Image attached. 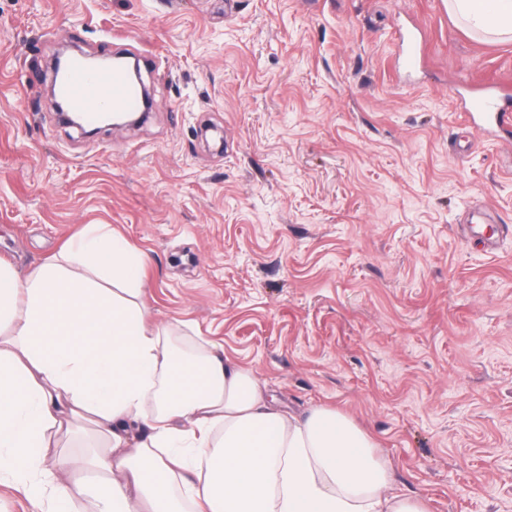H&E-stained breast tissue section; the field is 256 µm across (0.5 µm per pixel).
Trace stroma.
I'll return each instance as SVG.
<instances>
[{"mask_svg": "<svg viewBox=\"0 0 512 512\" xmlns=\"http://www.w3.org/2000/svg\"><path fill=\"white\" fill-rule=\"evenodd\" d=\"M414 32L422 61L394 60ZM141 52L154 108L84 137L59 45ZM512 80L441 0H0V259L88 224L145 253L144 302L294 414L340 409L429 512H512V130L461 125Z\"/></svg>", "mask_w": 512, "mask_h": 512, "instance_id": "35a3bbf8", "label": "stroma"}]
</instances>
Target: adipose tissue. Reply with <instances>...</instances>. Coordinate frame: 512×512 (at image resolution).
Masks as SVG:
<instances>
[{
    "label": "adipose tissue",
    "mask_w": 512,
    "mask_h": 512,
    "mask_svg": "<svg viewBox=\"0 0 512 512\" xmlns=\"http://www.w3.org/2000/svg\"><path fill=\"white\" fill-rule=\"evenodd\" d=\"M512 38V0H448ZM141 252L89 224L19 273L0 259V484L33 512H72L85 489L46 467L59 435L100 445L95 512H428L346 414L278 410L251 370L149 319Z\"/></svg>",
    "instance_id": "obj_1"
}]
</instances>
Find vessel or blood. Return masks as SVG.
<instances>
[{
	"mask_svg": "<svg viewBox=\"0 0 512 512\" xmlns=\"http://www.w3.org/2000/svg\"><path fill=\"white\" fill-rule=\"evenodd\" d=\"M59 95L69 109L81 113L86 124H96L101 113L138 112L142 109L141 94L126 74L117 68L89 67L82 57H72L57 84ZM463 121H483L487 127L502 128L512 121V114L503 112L496 100L470 97L462 101Z\"/></svg>",
	"mask_w": 512,
	"mask_h": 512,
	"instance_id": "vessel-or-blood-1",
	"label": "vessel or blood"
}]
</instances>
